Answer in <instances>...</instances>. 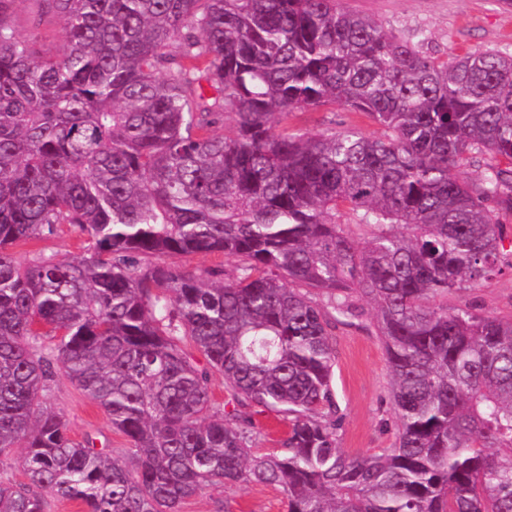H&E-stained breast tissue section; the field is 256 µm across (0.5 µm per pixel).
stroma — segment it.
<instances>
[{
    "mask_svg": "<svg viewBox=\"0 0 512 512\" xmlns=\"http://www.w3.org/2000/svg\"><path fill=\"white\" fill-rule=\"evenodd\" d=\"M359 14L381 22L398 35L411 38L425 31L426 49L442 59H452L468 50H501L512 53V0H343ZM10 20L18 33L38 30L46 49L62 53L66 47L63 20L48 12L44 0H14ZM287 125L311 134L341 131L357 126L370 135H380L378 126L340 107L325 106L292 113ZM86 238L78 228L61 226L56 236L15 246L21 262L42 256L73 258L83 254ZM449 307L472 306L480 314L503 320L512 318V269L503 271L489 283L449 294ZM334 389L343 417L337 445L350 454H373L392 447L397 412L392 402L390 376L382 339L373 325L372 309L361 319L336 329ZM44 402L60 413L71 438L79 443L123 454L127 441L113 430L105 412L77 390L55 369L47 384ZM287 512L285 495L271 486H224L209 488L188 499L182 512Z\"/></svg>",
    "mask_w": 512,
    "mask_h": 512,
    "instance_id": "35a3bbf8",
    "label": "stroma"
}]
</instances>
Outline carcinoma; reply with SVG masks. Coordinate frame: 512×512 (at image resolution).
<instances>
[{
    "label": "carcinoma",
    "instance_id": "obj_1",
    "mask_svg": "<svg viewBox=\"0 0 512 512\" xmlns=\"http://www.w3.org/2000/svg\"><path fill=\"white\" fill-rule=\"evenodd\" d=\"M0 0V512H180L224 485L288 512H512V319L436 299L489 281L512 218V54L442 60L339 0H46L47 52ZM327 104L380 127L280 129ZM233 128L219 129L224 117ZM473 164L475 181L462 176ZM62 224L83 255L23 264ZM222 253L235 274L174 260ZM374 307L393 447L347 455L336 325ZM54 347L42 351L41 327ZM207 360L199 368L185 345ZM59 363L130 448L74 442ZM288 418L256 456L249 417ZM243 416L252 417L254 423L263 428L267 433V437L259 442L252 452L255 455L276 454L280 451L279 441L287 430V423L280 420L275 413L272 412H256L260 410L254 406L236 407Z\"/></svg>",
    "mask_w": 512,
    "mask_h": 512
}]
</instances>
